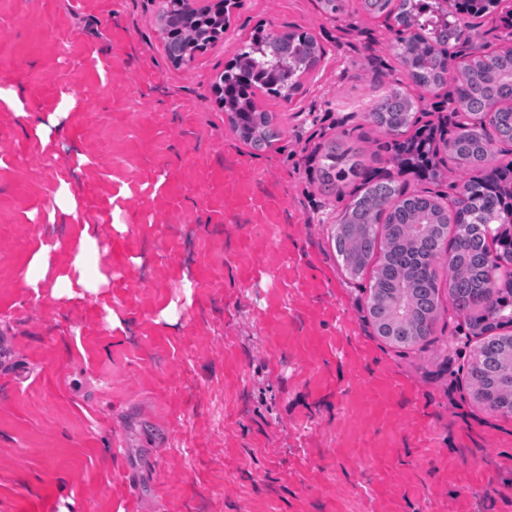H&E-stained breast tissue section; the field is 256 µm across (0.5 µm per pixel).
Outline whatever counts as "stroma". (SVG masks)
Wrapping results in <instances>:
<instances>
[{
  "instance_id": "obj_1",
  "label": "stroma",
  "mask_w": 512,
  "mask_h": 512,
  "mask_svg": "<svg viewBox=\"0 0 512 512\" xmlns=\"http://www.w3.org/2000/svg\"><path fill=\"white\" fill-rule=\"evenodd\" d=\"M498 47L512 0L444 6ZM156 0H0V512H512V415L476 402L477 346L448 300L425 346L368 317L370 274L333 247L351 200L319 191L335 140L374 179L447 195L460 173L398 172L365 119L406 68L400 29L320 0H242L190 66L165 56ZM323 49L281 136L240 141L212 90L253 29ZM453 83L422 92L419 125L450 118ZM58 114L47 138L36 128ZM96 229L106 285L71 261ZM55 243L46 286L25 274Z\"/></svg>"
}]
</instances>
